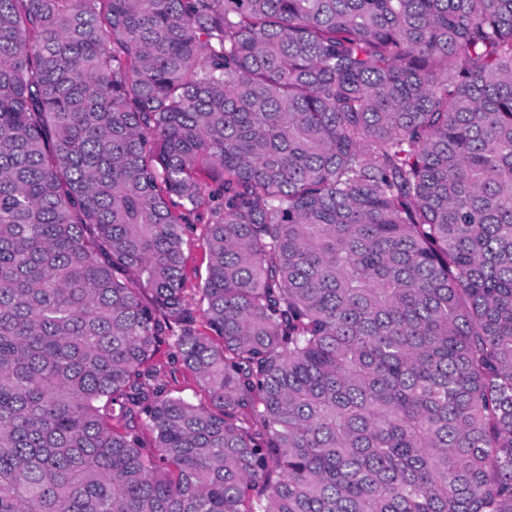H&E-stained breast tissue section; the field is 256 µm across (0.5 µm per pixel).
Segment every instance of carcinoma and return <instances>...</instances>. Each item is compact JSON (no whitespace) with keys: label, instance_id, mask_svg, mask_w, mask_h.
Wrapping results in <instances>:
<instances>
[{"label":"carcinoma","instance_id":"carcinoma-1","mask_svg":"<svg viewBox=\"0 0 512 512\" xmlns=\"http://www.w3.org/2000/svg\"><path fill=\"white\" fill-rule=\"evenodd\" d=\"M0 512H512V0H0ZM203 224H196L193 234L187 237L184 247L189 272V285L196 286L206 275L207 256L203 247ZM171 389L175 395H181L184 398L197 404L201 398L199 388L194 379L186 371H178L170 379Z\"/></svg>","mask_w":512,"mask_h":512}]
</instances>
